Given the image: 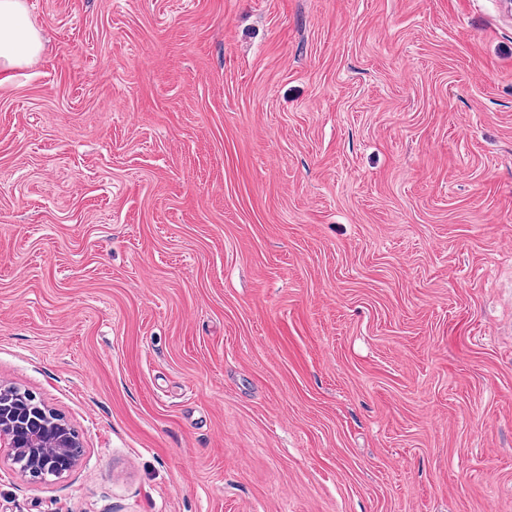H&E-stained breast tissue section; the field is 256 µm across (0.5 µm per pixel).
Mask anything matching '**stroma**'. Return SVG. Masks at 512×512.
Listing matches in <instances>:
<instances>
[{
  "instance_id": "1",
  "label": "stroma",
  "mask_w": 512,
  "mask_h": 512,
  "mask_svg": "<svg viewBox=\"0 0 512 512\" xmlns=\"http://www.w3.org/2000/svg\"><path fill=\"white\" fill-rule=\"evenodd\" d=\"M0 73V512H512L503 0H25ZM41 36L27 17L24 0H0V70L37 56ZM0 447L9 448L13 464L30 480H44L72 469L79 456L80 441L64 419L35 398L14 388H0ZM54 456L57 469L42 468Z\"/></svg>"
}]
</instances>
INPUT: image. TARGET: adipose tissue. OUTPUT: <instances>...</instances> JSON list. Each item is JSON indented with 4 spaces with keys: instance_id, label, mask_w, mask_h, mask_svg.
<instances>
[{
    "instance_id": "adipose-tissue-1",
    "label": "adipose tissue",
    "mask_w": 512,
    "mask_h": 512,
    "mask_svg": "<svg viewBox=\"0 0 512 512\" xmlns=\"http://www.w3.org/2000/svg\"><path fill=\"white\" fill-rule=\"evenodd\" d=\"M41 36L30 23L25 0H0V70L37 56Z\"/></svg>"
}]
</instances>
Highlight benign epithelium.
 Wrapping results in <instances>:
<instances>
[{
	"mask_svg": "<svg viewBox=\"0 0 512 512\" xmlns=\"http://www.w3.org/2000/svg\"><path fill=\"white\" fill-rule=\"evenodd\" d=\"M0 447L32 481L59 476L78 461L80 441L64 419L35 398L14 388H0Z\"/></svg>",
	"mask_w": 512,
	"mask_h": 512,
	"instance_id": "7a95c632",
	"label": "benign epithelium"
}]
</instances>
